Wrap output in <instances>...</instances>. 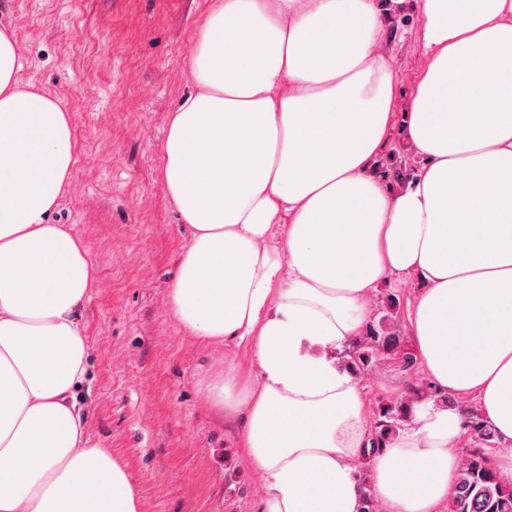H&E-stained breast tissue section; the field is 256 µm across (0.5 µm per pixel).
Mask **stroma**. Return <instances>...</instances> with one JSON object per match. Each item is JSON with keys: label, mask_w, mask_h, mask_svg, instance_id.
Instances as JSON below:
<instances>
[{"label": "stroma", "mask_w": 512, "mask_h": 512, "mask_svg": "<svg viewBox=\"0 0 512 512\" xmlns=\"http://www.w3.org/2000/svg\"><path fill=\"white\" fill-rule=\"evenodd\" d=\"M210 3L0 0V25L24 47L23 81L71 114L76 162L51 221L73 228L97 276L81 313L88 358L77 398L89 437L124 464L142 512H260L261 476L198 395L217 361L245 366L251 355L185 335L167 305L190 232L162 187L158 145L192 88L189 50ZM420 13L421 0H402L380 45L397 74L396 153L407 150L403 117L427 64ZM359 385L373 410L405 379L387 363Z\"/></svg>", "instance_id": "35a3bbf8"}]
</instances>
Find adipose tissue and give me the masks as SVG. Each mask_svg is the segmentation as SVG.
<instances>
[{"label":"adipose tissue","instance_id":"adipose-tissue-1","mask_svg":"<svg viewBox=\"0 0 512 512\" xmlns=\"http://www.w3.org/2000/svg\"><path fill=\"white\" fill-rule=\"evenodd\" d=\"M388 8L213 0L160 145L191 229L169 311L253 353L199 393L261 474L264 512H360L364 463L381 512H445L465 431L449 397L476 400L512 483V0H422L428 62L404 118L419 164L400 190L375 171L397 85ZM25 66L0 27V512H141L76 400L96 271L50 221L76 160L70 113ZM394 277L420 286L409 335L436 395L372 456L340 353Z\"/></svg>","mask_w":512,"mask_h":512}]
</instances>
